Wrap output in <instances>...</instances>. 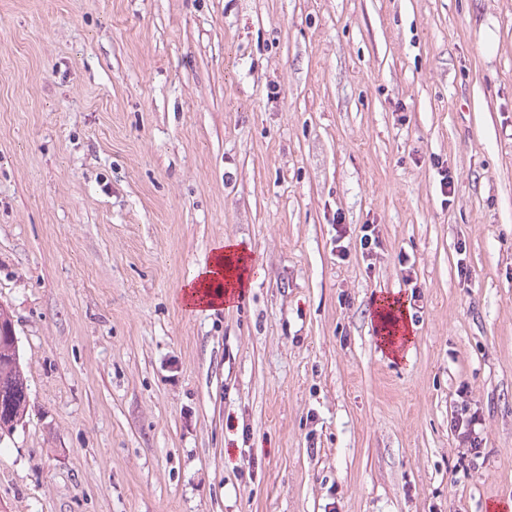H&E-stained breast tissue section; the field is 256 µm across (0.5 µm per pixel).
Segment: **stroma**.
<instances>
[{
	"mask_svg": "<svg viewBox=\"0 0 512 512\" xmlns=\"http://www.w3.org/2000/svg\"><path fill=\"white\" fill-rule=\"evenodd\" d=\"M227 241L242 297L187 310ZM0 307V512L511 506L512 0H0ZM376 314L382 332L384 349L391 350L394 354H397V349L394 346L401 332L399 325L404 324L406 327L403 338L406 340H410L411 338L405 317L404 304L397 297L386 296L383 301H378ZM28 384L11 319L0 309V438L22 421L28 401ZM481 427L482 420L477 410L470 413L467 408H461V413L451 419L450 429L456 436L458 447L466 448L460 459L463 470L468 467L475 468L476 460L482 455Z\"/></svg>",
	"mask_w": 512,
	"mask_h": 512,
	"instance_id": "35a3bbf8",
	"label": "stroma"
}]
</instances>
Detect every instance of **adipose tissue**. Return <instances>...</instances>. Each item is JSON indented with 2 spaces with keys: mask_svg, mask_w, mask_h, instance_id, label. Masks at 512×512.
Returning a JSON list of instances; mask_svg holds the SVG:
<instances>
[{
  "mask_svg": "<svg viewBox=\"0 0 512 512\" xmlns=\"http://www.w3.org/2000/svg\"><path fill=\"white\" fill-rule=\"evenodd\" d=\"M251 257L242 247L224 243L214 250L207 266L199 270L182 289L186 306L232 303L247 283Z\"/></svg>",
  "mask_w": 512,
  "mask_h": 512,
  "instance_id": "obj_1",
  "label": "adipose tissue"
}]
</instances>
